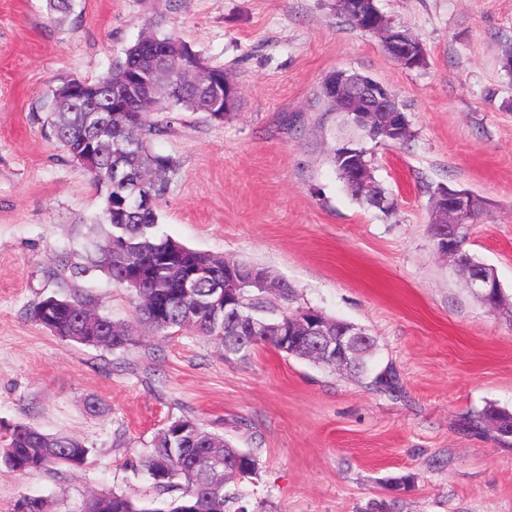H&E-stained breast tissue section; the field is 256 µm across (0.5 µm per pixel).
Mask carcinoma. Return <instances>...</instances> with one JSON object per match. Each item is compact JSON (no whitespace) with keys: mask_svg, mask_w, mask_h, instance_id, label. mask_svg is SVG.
<instances>
[{"mask_svg":"<svg viewBox=\"0 0 512 512\" xmlns=\"http://www.w3.org/2000/svg\"><path fill=\"white\" fill-rule=\"evenodd\" d=\"M213 77L224 78V93L237 91L224 69L207 65L179 37L153 31L128 47L124 57L106 73L87 81L89 95L85 100L69 99L65 82L55 89L46 117L55 143L69 158L78 147L90 142L99 151L98 166L89 177L102 197V208L93 225L81 234L86 241L83 262L71 266L70 276L78 279L100 269L113 285L123 288L131 273L143 272V288L140 296L132 297V311L137 321L149 326L155 335L169 337L191 331L223 348L226 359L238 362L250 360L261 345H271L280 353L287 349L290 356L300 359L316 346L315 340L291 332L284 347L276 333L256 334L246 320L200 305L198 299L212 291V282L201 281L194 288H184L185 272L206 266L222 280L224 259L190 249L158 231L159 207L179 168L175 156L153 148L155 139L170 128L159 114L167 110L202 112L212 121H224L229 113L219 116L207 111L203 98V88ZM109 105L112 124L103 133L98 124L107 116L104 109ZM134 129L139 137L123 156L119 173L123 178L141 181L152 194L155 204L147 209L121 206L113 178L115 144L126 141ZM293 296L294 290L286 282L275 293L242 287L236 289V305L251 318L284 324L300 311L285 306ZM96 308L98 303L75 291L41 299L32 317L41 326L52 325L56 336L64 341L107 350H127L136 345L135 340L121 336L125 325L106 315H99L94 325H88L84 313ZM374 346L371 337L355 344L347 372L356 377L368 375ZM373 383L385 392L399 391V378L391 368L377 373ZM491 422L506 428L512 424V412L485 407L472 416L469 425L486 428ZM88 453L89 449L75 438L47 434L35 425L22 424L14 427L0 447V467L20 474L72 468L77 462L84 463ZM141 467L159 489L181 491L168 509L142 506L127 494L112 492L86 501L78 512H226L229 496L224 494V486L234 477L254 473L258 461L251 453L206 430L196 419L183 416L154 437Z\"/></svg>","mask_w":512,"mask_h":512,"instance_id":"1","label":"carcinoma"}]
</instances>
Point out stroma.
I'll use <instances>...</instances> for the list:
<instances>
[{"label": "stroma", "instance_id": "35a3bbf8", "mask_svg": "<svg viewBox=\"0 0 512 512\" xmlns=\"http://www.w3.org/2000/svg\"><path fill=\"white\" fill-rule=\"evenodd\" d=\"M377 5L420 41L424 67L399 65L334 0H73L61 24L46 0H0V441L33 424L89 450L61 474L0 468V512L25 495L78 512L112 491L159 512L172 496L139 462L182 416L256 456V473L225 487L249 512H512V438L467 425L485 406L512 410V0ZM154 22L240 89L229 119L176 112L155 140L180 163L160 233L265 268L295 289V306L366 327L374 368L393 367L399 393L269 345L228 362L192 332L143 329L135 348L109 351L32 318L43 296L75 288L133 321L127 289L98 271L70 277L73 227L102 199L44 121L57 86L95 79ZM339 70L384 83L410 120L407 144H365L391 213L352 199L329 162L338 119L320 91ZM440 185L483 203L465 248L494 268L499 311L434 249Z\"/></svg>", "mask_w": 512, "mask_h": 512}]
</instances>
